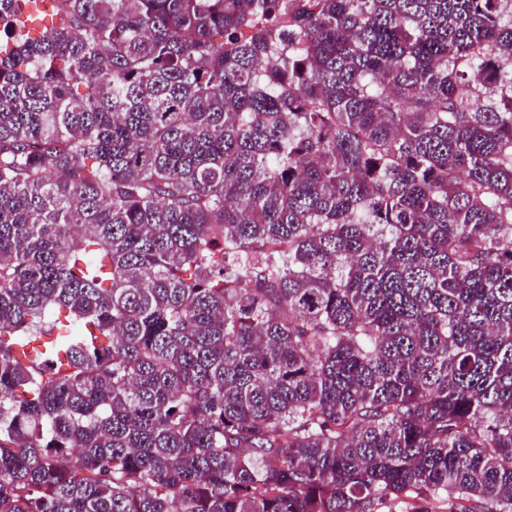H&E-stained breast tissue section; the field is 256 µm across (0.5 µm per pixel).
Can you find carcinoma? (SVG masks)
<instances>
[{
    "mask_svg": "<svg viewBox=\"0 0 512 512\" xmlns=\"http://www.w3.org/2000/svg\"><path fill=\"white\" fill-rule=\"evenodd\" d=\"M0 0V512H512V0Z\"/></svg>",
    "mask_w": 512,
    "mask_h": 512,
    "instance_id": "obj_1",
    "label": "carcinoma"
}]
</instances>
